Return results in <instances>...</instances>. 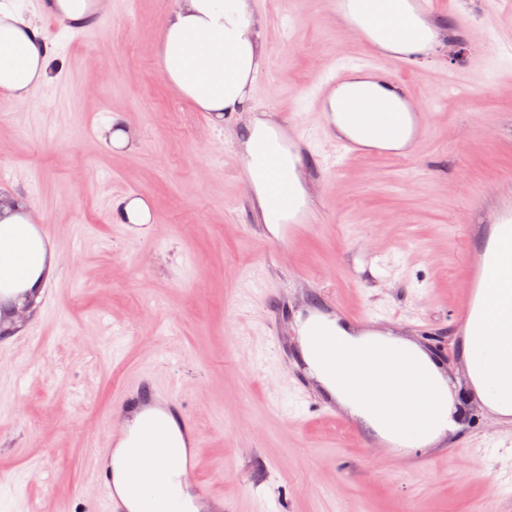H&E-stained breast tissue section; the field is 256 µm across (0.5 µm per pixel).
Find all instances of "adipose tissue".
<instances>
[{"label":"adipose tissue","instance_id":"1","mask_svg":"<svg viewBox=\"0 0 512 512\" xmlns=\"http://www.w3.org/2000/svg\"><path fill=\"white\" fill-rule=\"evenodd\" d=\"M264 34L250 0H178L161 34L166 82L215 125L251 113L241 142L249 186L265 223L307 209L310 193L285 132L255 115L250 94L264 60ZM55 53L14 0H0V100L22 105L51 79ZM290 187L274 212L272 172ZM26 197L0 191V289L41 291L53 268ZM487 253L497 287L480 289L464 327L461 357L472 386L495 415L512 417V239L493 229ZM300 355L319 387L380 437L403 447L433 443L458 426V406L441 367L418 344L351 327L322 313L299 323Z\"/></svg>","mask_w":512,"mask_h":512}]
</instances>
